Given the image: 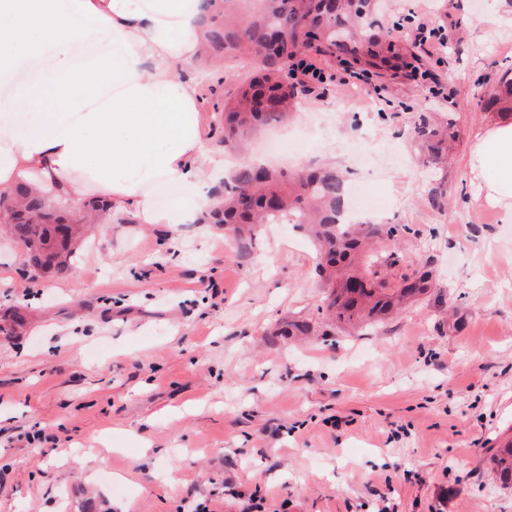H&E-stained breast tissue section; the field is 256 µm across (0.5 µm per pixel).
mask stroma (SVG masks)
<instances>
[{
	"label": "stroma",
	"mask_w": 512,
	"mask_h": 512,
	"mask_svg": "<svg viewBox=\"0 0 512 512\" xmlns=\"http://www.w3.org/2000/svg\"><path fill=\"white\" fill-rule=\"evenodd\" d=\"M450 28L419 74L384 98L333 81L293 121L262 129L247 157L295 173L326 165L363 179L374 220L397 227L379 253L433 289L388 319L337 329L321 257L298 224H262L251 246L200 217L88 228L69 274L33 276L0 234V512H512L488 471L512 440V222L470 174L481 106L512 77V0H383L379 25L410 12ZM183 71L201 89L208 148L219 112L254 71ZM442 88L434 97L433 88ZM450 116L459 148L434 205L421 114ZM312 335H284L293 321Z\"/></svg>",
	"instance_id": "1"
}]
</instances>
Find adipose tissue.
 Wrapping results in <instances>:
<instances>
[{
	"instance_id": "adipose-tissue-1",
	"label": "adipose tissue",
	"mask_w": 512,
	"mask_h": 512,
	"mask_svg": "<svg viewBox=\"0 0 512 512\" xmlns=\"http://www.w3.org/2000/svg\"><path fill=\"white\" fill-rule=\"evenodd\" d=\"M198 0H0V197L17 186L45 201H105L110 216L171 224L209 208L211 175L224 167L199 118L200 89L181 79L202 59ZM104 36L112 52L80 62L75 43ZM59 109L44 111L18 72L43 55ZM484 199L512 220V114L475 142L470 157ZM180 187L169 210L159 188Z\"/></svg>"
}]
</instances>
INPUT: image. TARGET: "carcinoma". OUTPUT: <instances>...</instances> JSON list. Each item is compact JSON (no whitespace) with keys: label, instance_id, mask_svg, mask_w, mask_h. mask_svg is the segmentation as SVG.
I'll use <instances>...</instances> for the list:
<instances>
[{"label":"carcinoma","instance_id":"obj_1","mask_svg":"<svg viewBox=\"0 0 512 512\" xmlns=\"http://www.w3.org/2000/svg\"><path fill=\"white\" fill-rule=\"evenodd\" d=\"M231 0H200L206 29V60L247 55L259 58L255 74L224 98V142L240 145L261 126L288 120L306 84L295 77L298 62L312 55L338 61L350 72L384 78L401 69H419L420 59L403 41L375 30L374 0H249L244 17L231 11ZM485 107L512 112V79L502 78ZM416 133L433 164L448 160L456 135L448 120L422 119ZM223 203L206 212L207 223L232 228L237 240L255 238L259 224H306L325 259L329 285L326 309L341 325H355L389 314L399 303L431 290L425 272L403 273L389 287L374 266L355 268L353 257L367 239L391 238L397 228L336 223L345 200V180L330 168L296 174L240 163L216 191ZM7 233L26 250L34 269L65 276L75 244L61 233L65 219L29 188H18L7 205ZM489 464L503 485L512 484V440L495 449Z\"/></svg>","mask_w":512,"mask_h":512}]
</instances>
